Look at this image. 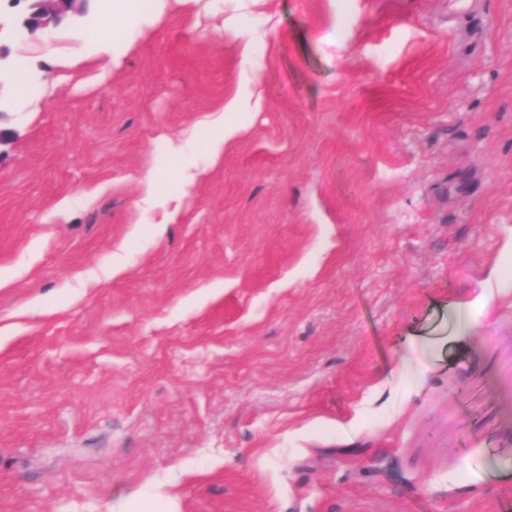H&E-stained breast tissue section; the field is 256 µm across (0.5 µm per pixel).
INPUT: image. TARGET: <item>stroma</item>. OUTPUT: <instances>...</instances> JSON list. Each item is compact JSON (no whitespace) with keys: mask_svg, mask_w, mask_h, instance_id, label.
I'll return each instance as SVG.
<instances>
[{"mask_svg":"<svg viewBox=\"0 0 512 512\" xmlns=\"http://www.w3.org/2000/svg\"><path fill=\"white\" fill-rule=\"evenodd\" d=\"M229 7H164L105 72L112 0L26 52L0 0V512H498L512 0H267L259 85ZM237 97L160 223L144 176L179 193ZM214 125L213 131L207 144V153L209 163L215 162L224 154V142L234 136L239 127L233 122L224 121V113H221L216 119L206 121Z\"/></svg>","mask_w":512,"mask_h":512,"instance_id":"1","label":"stroma"}]
</instances>
